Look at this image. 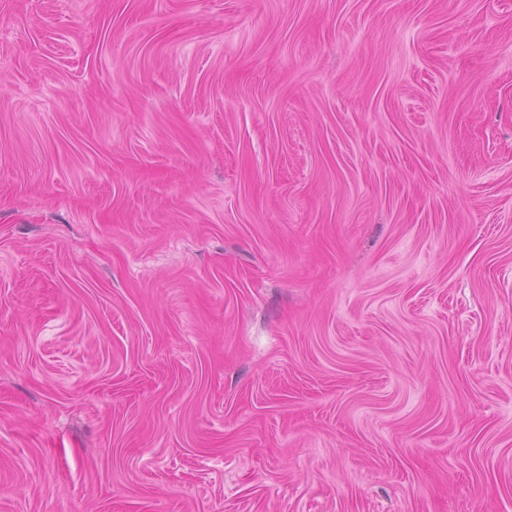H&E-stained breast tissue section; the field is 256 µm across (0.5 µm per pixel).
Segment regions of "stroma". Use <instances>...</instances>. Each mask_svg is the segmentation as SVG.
<instances>
[{
  "label": "stroma",
  "mask_w": 512,
  "mask_h": 512,
  "mask_svg": "<svg viewBox=\"0 0 512 512\" xmlns=\"http://www.w3.org/2000/svg\"><path fill=\"white\" fill-rule=\"evenodd\" d=\"M0 512H512V0H0Z\"/></svg>",
  "instance_id": "1"
}]
</instances>
